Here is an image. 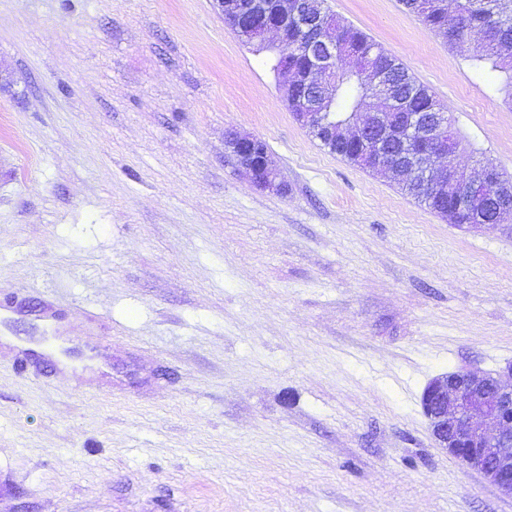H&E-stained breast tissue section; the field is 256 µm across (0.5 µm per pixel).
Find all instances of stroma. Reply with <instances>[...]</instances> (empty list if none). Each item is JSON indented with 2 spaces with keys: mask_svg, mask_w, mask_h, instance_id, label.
Wrapping results in <instances>:
<instances>
[{
  "mask_svg": "<svg viewBox=\"0 0 512 512\" xmlns=\"http://www.w3.org/2000/svg\"><path fill=\"white\" fill-rule=\"evenodd\" d=\"M324 5L512 177L476 45ZM0 68V512H512L421 404L512 364V217L459 228L323 149L214 0H0ZM225 145L237 166L249 176L255 186L277 194L286 192L285 185L279 181V174L272 164L266 144L260 138L228 131Z\"/></svg>",
  "mask_w": 512,
  "mask_h": 512,
  "instance_id": "35a3bbf8",
  "label": "stroma"
}]
</instances>
